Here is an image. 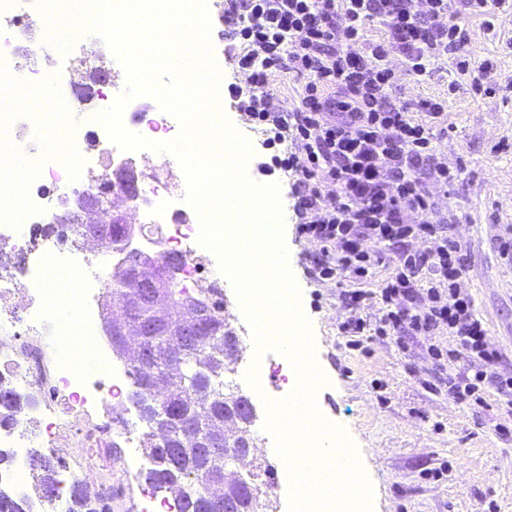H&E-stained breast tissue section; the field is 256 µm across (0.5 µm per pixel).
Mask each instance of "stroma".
<instances>
[{
	"label": "stroma",
	"instance_id": "35a3bbf8",
	"mask_svg": "<svg viewBox=\"0 0 512 512\" xmlns=\"http://www.w3.org/2000/svg\"><path fill=\"white\" fill-rule=\"evenodd\" d=\"M225 6V0L210 2L211 53L226 86L243 82L245 75L225 49ZM469 26V51L477 60H489V67L464 74L454 57L445 56L425 76L415 77L403 73L396 56L392 65L401 76L395 95L416 108L429 98L448 102L434 132L439 150L459 176L446 191L431 185L435 210L429 221L448 224L449 234L459 240L462 284L489 329L490 344L501 354L499 371L512 373V261L500 253L501 243L512 238V9L498 13L492 26L479 18L470 19ZM476 80L482 85L478 92L472 88ZM223 112L250 142V179L280 185L284 245L303 293L319 368L327 378L316 394L317 408L344 428L353 444L372 486V512H512V434L498 431L502 424L512 427V416L496 391H488L482 407L430 391L425 383L433 378L431 364L422 350L413 348L410 358H403L390 337L368 342L363 351L349 349L338 329L347 312L334 286L316 283L307 273L312 247L296 232L289 178L274 162L284 146L263 147L260 131L250 128L232 103H225ZM238 300L232 283H225L224 305L244 348L225 381L254 406L252 431L274 472L267 497L275 512H288L291 482L273 452L274 437L263 429L262 399L284 398L293 387L270 383L260 395L248 384L252 328ZM127 461V469L104 470L122 490L110 502L112 512H133L141 489L150 485V462L143 451ZM437 469L443 470L442 479L432 478Z\"/></svg>",
	"mask_w": 512,
	"mask_h": 512
}]
</instances>
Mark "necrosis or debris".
I'll return each instance as SVG.
<instances>
[{
    "mask_svg": "<svg viewBox=\"0 0 512 512\" xmlns=\"http://www.w3.org/2000/svg\"><path fill=\"white\" fill-rule=\"evenodd\" d=\"M45 21L35 0H0V81L32 83L40 78L29 58L43 55ZM52 66L63 68L60 59ZM64 70L71 102L81 104L76 117V158L65 164L49 156L41 136L38 111L0 113V133H8L17 149L32 153L33 164L25 174L22 204H14L0 190V240L10 243L11 259L0 257V383L9 384L23 398L20 408L0 422V432L23 439L30 425H37L36 445L52 456L65 458L77 452L92 453L108 443L137 447L140 435L129 423L122 399L130 381L128 369L114 367L109 350L98 333L107 321V307L100 296L114 272L133 248L146 252H182L183 288L209 287L223 294L224 285L207 259L208 250L198 240L200 221L193 208L176 211L175 199L182 185L168 178H146L130 206L138 219L135 240L113 243L107 258H98L97 247L76 257L65 202L91 186L106 159L109 136L98 113L110 108L126 92L127 84L98 87L81 93V82L72 69ZM121 122L130 132L152 138L158 132L175 133L179 121L166 112H141L129 101ZM74 268L76 279L68 299L78 308V324L92 345L91 363L78 367L70 357L52 352L59 323L51 310L58 297L46 286L52 267Z\"/></svg>",
    "mask_w": 512,
    "mask_h": 512,
    "instance_id": "obj_1",
    "label": "necrosis or debris"
}]
</instances>
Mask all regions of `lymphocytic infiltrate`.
Masks as SVG:
<instances>
[{
    "label": "lymphocytic infiltrate",
    "mask_w": 512,
    "mask_h": 512,
    "mask_svg": "<svg viewBox=\"0 0 512 512\" xmlns=\"http://www.w3.org/2000/svg\"><path fill=\"white\" fill-rule=\"evenodd\" d=\"M505 0H229L236 23L230 49L245 85L230 97L265 145L290 143L277 165L293 176L298 231L315 243L308 272L339 288L349 308L340 323L352 346L395 337L401 353L418 347L450 398L481 406L493 387L512 411V373L462 286L457 240L429 223L428 183L451 185L457 172L439 152L431 126L397 104L392 55L413 75L471 42L469 18L492 16ZM383 27L382 40L367 37ZM303 85L293 108L274 97L278 78ZM432 238L430 251L416 247ZM386 268L374 283L377 268ZM379 315L365 316L370 301ZM466 370H456L458 359Z\"/></svg>",
    "instance_id": "lymphocytic-infiltrate-1"
}]
</instances>
